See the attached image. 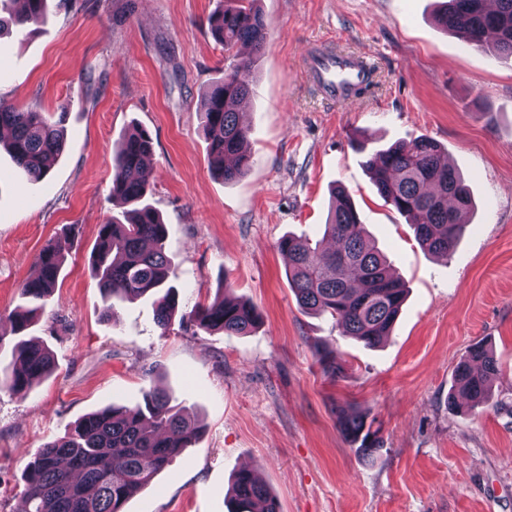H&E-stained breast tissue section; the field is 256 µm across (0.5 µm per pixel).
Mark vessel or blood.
Masks as SVG:
<instances>
[{
    "instance_id": "1",
    "label": "vessel or blood",
    "mask_w": 512,
    "mask_h": 512,
    "mask_svg": "<svg viewBox=\"0 0 512 512\" xmlns=\"http://www.w3.org/2000/svg\"><path fill=\"white\" fill-rule=\"evenodd\" d=\"M309 65L321 93L330 100L351 99L359 87L373 79L364 59L353 53L319 51L311 57Z\"/></svg>"
}]
</instances>
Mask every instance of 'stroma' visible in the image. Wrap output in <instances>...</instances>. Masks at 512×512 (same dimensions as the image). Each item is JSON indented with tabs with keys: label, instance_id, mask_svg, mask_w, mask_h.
Wrapping results in <instances>:
<instances>
[{
	"label": "stroma",
	"instance_id": "35a3bbf8",
	"mask_svg": "<svg viewBox=\"0 0 512 512\" xmlns=\"http://www.w3.org/2000/svg\"><path fill=\"white\" fill-rule=\"evenodd\" d=\"M224 0H49L35 30L0 35V98L63 119L65 149L44 179L0 153V335L46 244L64 266L28 334L55 355L26 398L0 389V512H20L24 469L43 444L109 404L166 391L199 439L125 512H227L235 472L253 467L281 512H512V60L434 21L439 0H258L269 27L243 121L251 165L215 176L197 115L224 74L208 18ZM359 54L376 83L324 99L308 71L321 45ZM133 127L153 139L148 202L168 230L169 282L183 311L227 295L260 325L227 336L176 324L150 300L107 307L90 272L100 224L122 216L113 157ZM427 136L471 187L474 206L449 257L417 243L384 203L356 141L376 151ZM353 198L409 289L390 338L369 348L330 315L304 312L281 238L320 240L332 193ZM488 343L501 366L488 402L452 409L454 368ZM337 355L335 377L318 363ZM354 410L382 427L374 463L339 428Z\"/></svg>",
	"mask_w": 512,
	"mask_h": 512
}]
</instances>
